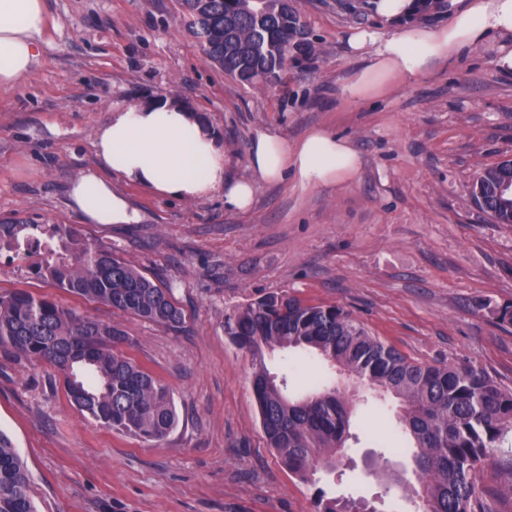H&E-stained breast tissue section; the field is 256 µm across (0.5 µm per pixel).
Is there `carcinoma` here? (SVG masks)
Wrapping results in <instances>:
<instances>
[{
    "label": "carcinoma",
    "mask_w": 512,
    "mask_h": 512,
    "mask_svg": "<svg viewBox=\"0 0 512 512\" xmlns=\"http://www.w3.org/2000/svg\"><path fill=\"white\" fill-rule=\"evenodd\" d=\"M189 31L206 60L248 84L281 80L292 49L307 44L300 15L284 0H179ZM502 164L481 171L472 198L495 223L512 225V206L499 186ZM48 233L58 242L36 274L71 295L175 330L185 315L162 288L112 249L81 240L71 228L38 227L0 220V240H33ZM224 335L252 357V392L269 447L297 479L311 483L333 469L352 438L354 394L316 385L293 401L286 384L270 376L265 351L304 348L317 353L359 385L392 395L409 437L411 494L421 512H495L475 484L476 467L512 434V388L480 365L412 359L373 335L337 305L308 304L271 293L224 316ZM135 343L117 324L106 323L46 295L24 289L0 293V347L47 362L62 374L73 404L103 427L145 440H161L177 412L168 387L146 371L129 350ZM0 512H36L29 476L12 438L0 430ZM315 512H376L365 501L317 491Z\"/></svg>",
    "instance_id": "carcinoma-1"
}]
</instances>
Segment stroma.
I'll return each mask as SVG.
<instances>
[{
	"label": "stroma",
	"instance_id": "1",
	"mask_svg": "<svg viewBox=\"0 0 512 512\" xmlns=\"http://www.w3.org/2000/svg\"><path fill=\"white\" fill-rule=\"evenodd\" d=\"M293 6L310 50L291 59L284 83L252 86L205 61L178 0H47L38 63L0 91V219L76 226L172 289L185 313L170 330L75 299L25 261L0 258V293L24 288L120 325L179 417L157 442L102 427L71 403L55 367L0 348V430L27 466L38 512H314L320 489L411 512L403 488L365 466L406 444L392 399L361 393L356 439L319 485L295 478L268 447L251 357L225 336L224 316L269 292L345 307L412 358L476 362L512 388V324L496 315L512 306V226L471 197L481 169L512 159V73L497 66L512 40L489 38L351 103L346 32L375 27L369 0ZM173 94L221 138L230 177L253 178L257 132L293 145L317 127L348 138L361 168L337 185L258 183L247 213L219 193L186 202L129 186L141 223L82 222L68 189L96 163L94 130L115 105ZM265 364L293 398L312 381L341 380L302 349L266 353ZM507 457L494 450L474 475L502 512H512Z\"/></svg>",
	"mask_w": 512,
	"mask_h": 512
}]
</instances>
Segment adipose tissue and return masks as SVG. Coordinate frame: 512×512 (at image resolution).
I'll list each match as a JSON object with an SVG mask.
<instances>
[{"label":"adipose tissue","mask_w":512,"mask_h":512,"mask_svg":"<svg viewBox=\"0 0 512 512\" xmlns=\"http://www.w3.org/2000/svg\"><path fill=\"white\" fill-rule=\"evenodd\" d=\"M376 15L391 30L355 28L347 37L359 65L343 92L359 102L399 78H414L440 59H453L491 36H512V0H470L451 21L436 29L404 27L400 20L416 10L415 0H373ZM47 24L45 0H0V90L7 91L36 63ZM97 165L69 188L73 209L90 224H136L141 214L113 178L154 195L202 201L214 194L224 204L248 212L258 181L294 176L304 187L339 184L359 170L350 142L323 128L309 131L296 145L261 132L249 149L251 179L224 173V146L195 112L168 99L148 98L113 107L108 122L93 134Z\"/></svg>","instance_id":"adipose-tissue-1"}]
</instances>
